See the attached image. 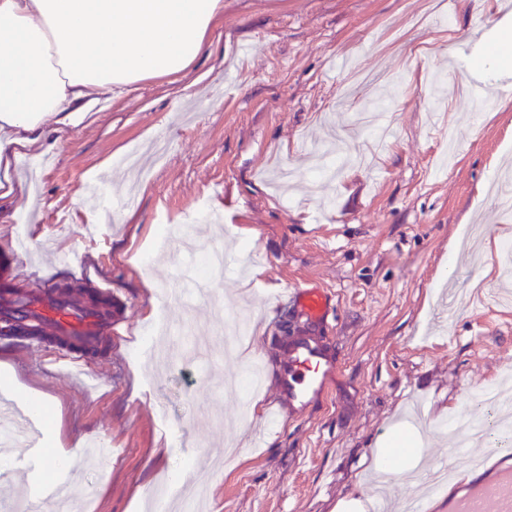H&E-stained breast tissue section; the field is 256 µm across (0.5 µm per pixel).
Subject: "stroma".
I'll list each match as a JSON object with an SVG mask.
<instances>
[{"instance_id":"obj_1","label":"stroma","mask_w":512,"mask_h":512,"mask_svg":"<svg viewBox=\"0 0 512 512\" xmlns=\"http://www.w3.org/2000/svg\"><path fill=\"white\" fill-rule=\"evenodd\" d=\"M512 0H224L222 48L183 76L149 80L68 129L62 148L13 161L32 192V246L14 282L33 290L91 273L122 314L95 390L44 351L0 339L22 392L44 396L42 436L67 447L98 439L104 468L74 464V512H151L170 479L205 493L209 512H336L377 483L369 452L394 425L414 424L441 463L480 457L454 448L446 424L480 420L467 392L512 368V308L478 286L512 293L497 272L512 240L490 193L512 166V95L480 72L484 107L460 67L462 40L485 37ZM396 96L378 144L360 122L367 100ZM366 155L332 179L319 155ZM203 212L192 241L164 228ZM218 243L258 256L247 276L220 270L205 286L222 307L163 304L154 288L187 286L191 251ZM328 294L310 326L286 294ZM248 301L251 333L224 352V315ZM200 329L215 356L200 365L157 321ZM315 336L339 371L310 410L283 408V332Z\"/></svg>"}]
</instances>
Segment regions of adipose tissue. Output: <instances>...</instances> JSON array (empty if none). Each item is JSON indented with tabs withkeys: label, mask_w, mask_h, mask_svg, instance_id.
Instances as JSON below:
<instances>
[{
	"label": "adipose tissue",
	"mask_w": 512,
	"mask_h": 512,
	"mask_svg": "<svg viewBox=\"0 0 512 512\" xmlns=\"http://www.w3.org/2000/svg\"><path fill=\"white\" fill-rule=\"evenodd\" d=\"M224 0H0V223L24 187L11 164L21 152L61 147L102 98L140 82L192 70L219 49ZM396 427L375 456L392 480L399 459L422 456Z\"/></svg>",
	"instance_id": "1"
}]
</instances>
